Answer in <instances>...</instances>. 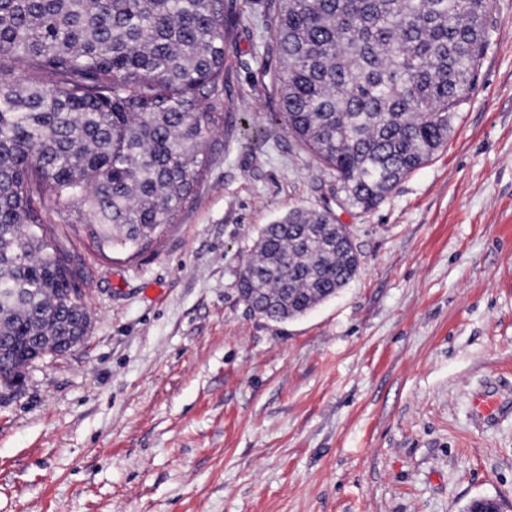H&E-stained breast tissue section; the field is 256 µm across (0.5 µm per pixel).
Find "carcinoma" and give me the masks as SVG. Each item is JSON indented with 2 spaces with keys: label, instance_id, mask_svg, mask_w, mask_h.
Listing matches in <instances>:
<instances>
[{
  "label": "carcinoma",
  "instance_id": "obj_1",
  "mask_svg": "<svg viewBox=\"0 0 512 512\" xmlns=\"http://www.w3.org/2000/svg\"><path fill=\"white\" fill-rule=\"evenodd\" d=\"M488 0H270L280 120L368 211L448 142L489 46ZM234 0H0V350L26 375L83 335L82 267L43 211L101 253L149 247L193 201L224 124ZM250 146L267 139L249 114ZM350 229L295 207L260 231L239 296L306 315L356 276Z\"/></svg>",
  "mask_w": 512,
  "mask_h": 512
}]
</instances>
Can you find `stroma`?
Wrapping results in <instances>:
<instances>
[{
    "instance_id": "1",
    "label": "stroma",
    "mask_w": 512,
    "mask_h": 512,
    "mask_svg": "<svg viewBox=\"0 0 512 512\" xmlns=\"http://www.w3.org/2000/svg\"><path fill=\"white\" fill-rule=\"evenodd\" d=\"M268 8L236 0L228 117L176 224L136 254L72 235L90 326L0 401V512H512V0L447 144L368 212L270 123ZM298 206L349 226L360 269L273 322L238 275Z\"/></svg>"
}]
</instances>
